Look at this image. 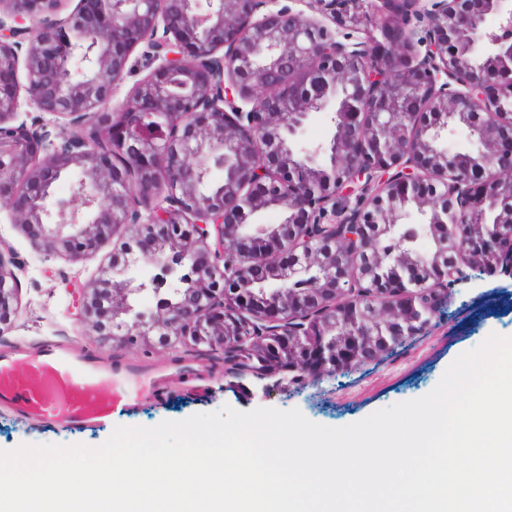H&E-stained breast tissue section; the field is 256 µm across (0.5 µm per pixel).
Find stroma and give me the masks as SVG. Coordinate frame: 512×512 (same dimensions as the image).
I'll return each instance as SVG.
<instances>
[{
  "instance_id": "obj_1",
  "label": "stroma",
  "mask_w": 512,
  "mask_h": 512,
  "mask_svg": "<svg viewBox=\"0 0 512 512\" xmlns=\"http://www.w3.org/2000/svg\"><path fill=\"white\" fill-rule=\"evenodd\" d=\"M0 238L22 263L20 303L9 330L0 334V345L66 339L81 348L111 354V346L83 323L78 305L83 289L92 287L100 268L107 265L111 245L77 262L46 256L5 216L0 218ZM493 332L512 337V267L507 265L491 275L469 273L445 298L441 314L422 332L350 371L328 374L318 368L292 381L272 378L262 392L251 379L228 378L214 370L198 381L181 380L165 398L117 414L109 424L85 429L25 421L0 408V450L23 443L97 446L118 425L153 427L225 406L244 412L260 407L296 409L311 422L344 427L428 394L458 355L477 347Z\"/></svg>"
}]
</instances>
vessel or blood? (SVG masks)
<instances>
[{
	"label": "vessel or blood",
	"mask_w": 512,
	"mask_h": 512,
	"mask_svg": "<svg viewBox=\"0 0 512 512\" xmlns=\"http://www.w3.org/2000/svg\"><path fill=\"white\" fill-rule=\"evenodd\" d=\"M183 367L105 358L62 342L0 347V406L20 418L79 428L163 396Z\"/></svg>",
	"instance_id": "vessel-or-blood-1"
}]
</instances>
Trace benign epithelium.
<instances>
[{
    "mask_svg": "<svg viewBox=\"0 0 512 512\" xmlns=\"http://www.w3.org/2000/svg\"><path fill=\"white\" fill-rule=\"evenodd\" d=\"M0 0V210L48 256L94 252L123 225L81 314L120 350L188 339L250 351L257 382L316 365L367 363L420 332L463 268L512 260V210L467 224L512 193V36L485 30L512 0ZM329 19V27L323 19ZM144 46L141 56L134 55ZM329 84L286 94L282 59ZM180 73L188 93L167 92ZM134 79L130 95L112 90ZM37 115L21 118L22 106ZM311 112L330 138L300 145ZM55 120L49 122L44 116ZM408 125L434 144L394 147ZM465 145L448 152V137ZM243 153L224 156V135ZM224 178L208 182L213 162ZM76 172L68 199L56 183ZM416 196L412 211L395 193ZM270 206L280 224H250ZM430 249L415 256L414 240ZM0 243V333L19 304L21 264ZM273 288L275 300L256 299ZM150 292L156 312L135 297Z\"/></svg>",
    "mask_w": 512,
    "mask_h": 512,
    "instance_id": "obj_1",
    "label": "benign epithelium"
}]
</instances>
